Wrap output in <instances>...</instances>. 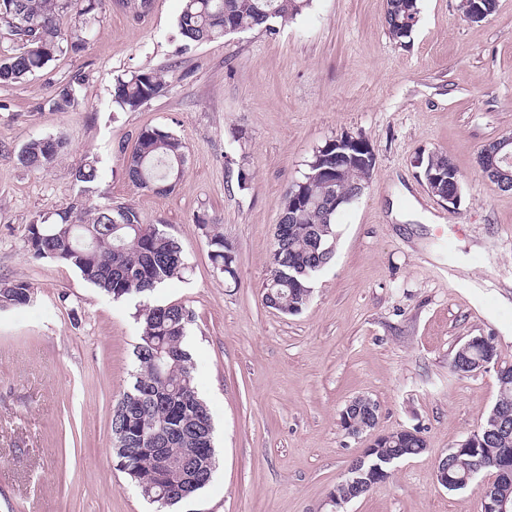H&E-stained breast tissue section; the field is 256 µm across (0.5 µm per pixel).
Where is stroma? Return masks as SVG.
I'll return each instance as SVG.
<instances>
[{
    "label": "stroma",
    "instance_id": "35a3bbf8",
    "mask_svg": "<svg viewBox=\"0 0 512 512\" xmlns=\"http://www.w3.org/2000/svg\"><path fill=\"white\" fill-rule=\"evenodd\" d=\"M459 0H418L409 38L394 42L386 0H312L280 26L190 48L182 0H102L86 48L21 83L0 84V281L35 298L0 311V512H157L112 452V411L131 384L139 306L192 312L185 344L214 426L210 483L173 512H329L327 500L367 445L339 423L364 395L380 429H421L425 452L346 512H484L486 470L467 489L437 484L436 464L478 430L498 395L495 372L458 376L457 349L494 335L512 361V191L478 170L488 142L512 135V0L484 21ZM148 68L167 86L136 112H114L118 79ZM73 106L52 100L74 75ZM187 147L175 189L137 188L123 168L141 128ZM364 136L376 165L336 217L330 262L307 306L284 315L263 300L287 188L315 150ZM64 137L46 170L18 160L30 140ZM447 155L460 174L455 208L433 196L419 159ZM95 159L91 202L130 204L165 225L187 269L145 299L115 301L72 267L34 257L28 228L82 193L71 173ZM248 176L239 189L238 172ZM216 222L236 277L214 268L200 222Z\"/></svg>",
    "mask_w": 512,
    "mask_h": 512
}]
</instances>
